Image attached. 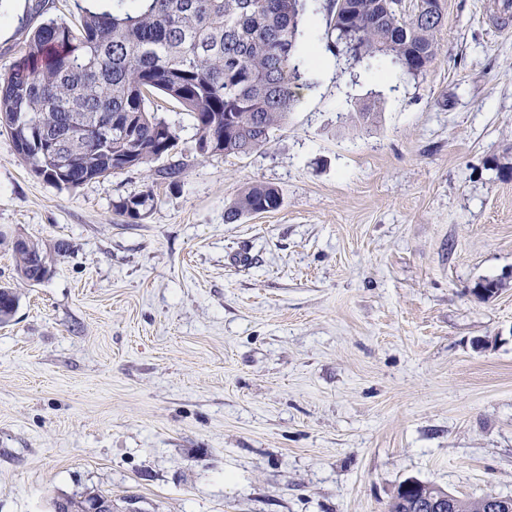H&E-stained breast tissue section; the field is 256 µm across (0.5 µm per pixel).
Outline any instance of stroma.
<instances>
[{
    "label": "stroma",
    "mask_w": 512,
    "mask_h": 512,
    "mask_svg": "<svg viewBox=\"0 0 512 512\" xmlns=\"http://www.w3.org/2000/svg\"><path fill=\"white\" fill-rule=\"evenodd\" d=\"M502 0H442L426 74L329 51L264 148L199 155L176 101L175 184L58 188L0 134V232L65 241L22 282L0 245V512L111 495L119 512H386L414 479L512 496V33ZM73 0H0V77ZM375 119L364 126L363 108ZM274 211L226 223L246 187ZM153 191L145 215L115 206ZM485 279L500 283L489 298Z\"/></svg>",
    "instance_id": "35a3bbf8"
}]
</instances>
